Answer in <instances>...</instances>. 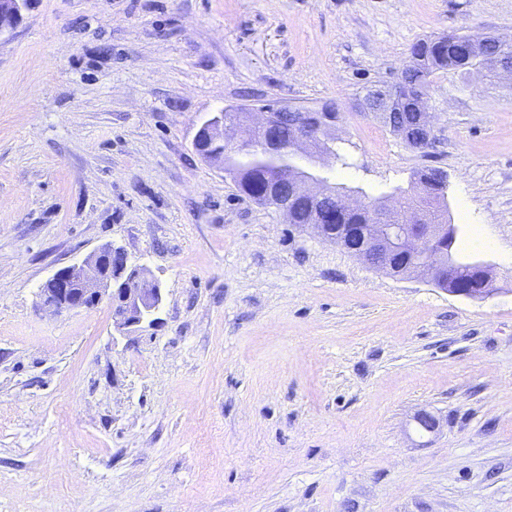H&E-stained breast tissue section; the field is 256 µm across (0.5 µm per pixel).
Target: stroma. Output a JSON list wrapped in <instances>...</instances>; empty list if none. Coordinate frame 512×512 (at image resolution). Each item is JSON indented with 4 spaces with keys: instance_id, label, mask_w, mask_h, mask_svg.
<instances>
[{
    "instance_id": "35a3bbf8",
    "label": "stroma",
    "mask_w": 512,
    "mask_h": 512,
    "mask_svg": "<svg viewBox=\"0 0 512 512\" xmlns=\"http://www.w3.org/2000/svg\"><path fill=\"white\" fill-rule=\"evenodd\" d=\"M444 32L512 37V0H33L0 35V512H512V98L437 74L424 151L359 109ZM261 103L335 105L327 176L368 197L446 170L497 294L376 270L196 153ZM112 241L156 322L39 309Z\"/></svg>"
}]
</instances>
